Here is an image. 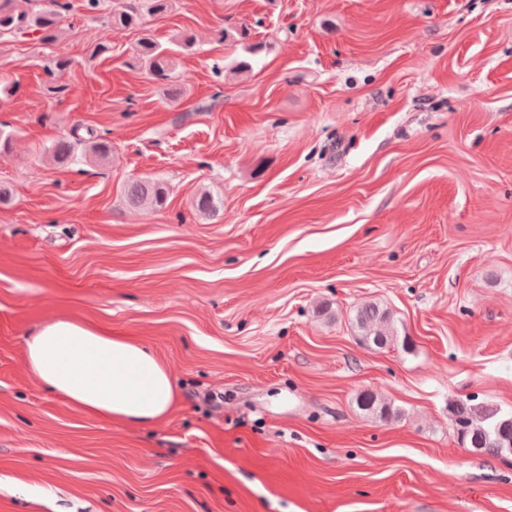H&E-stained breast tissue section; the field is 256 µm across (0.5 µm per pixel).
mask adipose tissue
<instances>
[{
    "label": "adipose tissue",
    "instance_id": "obj_1",
    "mask_svg": "<svg viewBox=\"0 0 512 512\" xmlns=\"http://www.w3.org/2000/svg\"><path fill=\"white\" fill-rule=\"evenodd\" d=\"M26 362L48 392L95 420L150 425L177 399L170 370L150 349L79 320L57 318L30 332Z\"/></svg>",
    "mask_w": 512,
    "mask_h": 512
}]
</instances>
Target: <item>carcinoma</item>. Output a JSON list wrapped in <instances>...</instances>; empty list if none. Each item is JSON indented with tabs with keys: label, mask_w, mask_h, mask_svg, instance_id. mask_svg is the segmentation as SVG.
Listing matches in <instances>:
<instances>
[{
	"label": "carcinoma",
	"mask_w": 512,
	"mask_h": 512,
	"mask_svg": "<svg viewBox=\"0 0 512 512\" xmlns=\"http://www.w3.org/2000/svg\"><path fill=\"white\" fill-rule=\"evenodd\" d=\"M173 0H136L112 9L107 23L120 30L142 27L144 16H162L169 12ZM18 0H0V35L36 33L42 43L57 39L60 27L67 22L71 11L70 0H44L39 10H19ZM194 36L183 31L174 36L165 46L151 34L144 32L131 47L130 66L144 70L151 79L165 90L172 101L183 94L179 75L176 73L175 54L193 47ZM84 141L96 160H105L112 153L111 144L99 137L92 128L86 130ZM75 144L62 138L50 149L53 161L58 165L68 164L74 153ZM128 205L161 208L169 192L165 183L159 180L135 179L124 188ZM194 208L202 215H213L218 211V201L208 192L199 193ZM356 323L361 332V341L370 348H384L393 342V331L389 326L387 313L370 304L357 310ZM362 410L382 421L398 416L390 406L382 404L371 395L359 398ZM448 413L461 444L474 452L497 455H512V411L505 412L498 407L472 404L470 401L455 400L448 404Z\"/></svg>",
	"instance_id": "cac0c4a2"
}]
</instances>
